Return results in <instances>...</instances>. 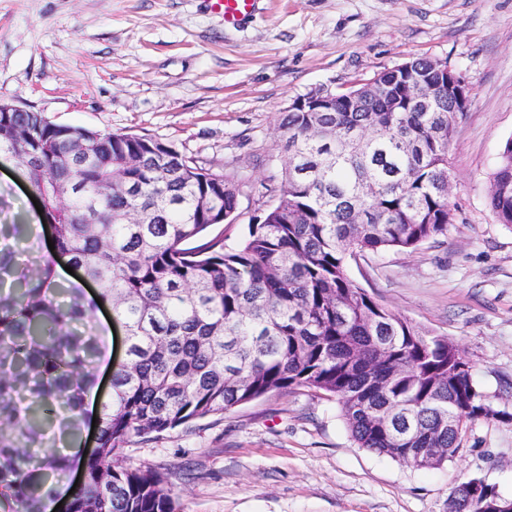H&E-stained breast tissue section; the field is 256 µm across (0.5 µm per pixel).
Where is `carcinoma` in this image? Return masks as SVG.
<instances>
[{"instance_id": "obj_1", "label": "carcinoma", "mask_w": 512, "mask_h": 512, "mask_svg": "<svg viewBox=\"0 0 512 512\" xmlns=\"http://www.w3.org/2000/svg\"><path fill=\"white\" fill-rule=\"evenodd\" d=\"M385 70L398 110L380 96L358 110L342 95L326 112L287 111L280 194L235 248L205 239L240 193L153 140L97 133L88 160L66 165L74 128L39 112L0 114V149L26 162L55 228L57 251L103 287L125 330L126 361L99 410L100 451L68 512H176L166 474L124 464L132 439L296 388L336 398L361 448L414 468L456 457L471 425L495 420L472 366L444 336L389 310L347 274L367 253L414 251L448 233V147L468 92L442 83L433 112L405 104L414 76L438 81L433 60ZM294 169L296 175L288 176ZM489 203L512 225V139L492 173ZM0 246V485L3 512H42L73 461L59 445L80 437L83 384L105 342L79 288ZM448 512H493L469 494Z\"/></svg>"}]
</instances>
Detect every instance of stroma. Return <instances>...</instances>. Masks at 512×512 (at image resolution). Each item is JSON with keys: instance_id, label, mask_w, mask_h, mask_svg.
<instances>
[{"instance_id": "1", "label": "stroma", "mask_w": 512, "mask_h": 512, "mask_svg": "<svg viewBox=\"0 0 512 512\" xmlns=\"http://www.w3.org/2000/svg\"><path fill=\"white\" fill-rule=\"evenodd\" d=\"M428 57L469 102L448 149V234L367 254L348 273L383 306L455 343L495 409L512 414V225L488 205L512 138V0H258L225 27L207 0H0V99L52 123L174 145L243 181L234 245L276 202L283 112L312 89ZM23 168L0 156V224L30 225L48 254ZM128 463L169 474L177 512H448L470 477L512 497V421H479L462 452L417 469L358 447L336 400L307 388L135 443Z\"/></svg>"}]
</instances>
